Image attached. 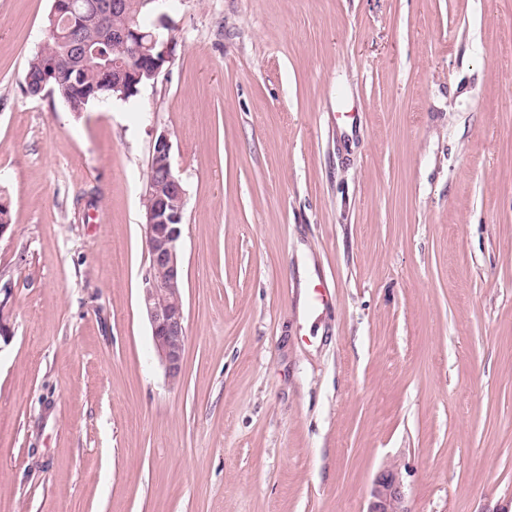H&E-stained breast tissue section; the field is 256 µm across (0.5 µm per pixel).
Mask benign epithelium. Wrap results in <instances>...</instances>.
<instances>
[{"mask_svg": "<svg viewBox=\"0 0 512 512\" xmlns=\"http://www.w3.org/2000/svg\"><path fill=\"white\" fill-rule=\"evenodd\" d=\"M75 12L74 0H53L51 17L54 27H65ZM112 37L124 42V60L112 64L108 79L112 89L124 88L129 77L141 73L155 80L170 61L171 40L158 41L152 32L145 33L128 24L112 31ZM171 144L165 134L157 137L144 197L145 242L150 265L143 278L141 308L151 327L155 352L168 382L177 386L184 373V351L187 341L181 292L182 270L178 243L182 235L185 189L175 174L170 159ZM367 512H409L405 506L400 471L388 467L374 479Z\"/></svg>", "mask_w": 512, "mask_h": 512, "instance_id": "7a95c632", "label": "benign epithelium"}]
</instances>
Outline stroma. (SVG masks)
Returning <instances> with one entry per match:
<instances>
[{
    "label": "stroma",
    "mask_w": 512,
    "mask_h": 512,
    "mask_svg": "<svg viewBox=\"0 0 512 512\" xmlns=\"http://www.w3.org/2000/svg\"><path fill=\"white\" fill-rule=\"evenodd\" d=\"M51 6L0 0V512H366L391 465L409 512L512 506V0H168L158 79L79 113L21 89ZM170 150L168 136L160 134L144 192V198L150 199L144 224L150 265L143 278L141 308L150 324L154 349L165 376L172 386H177L183 378L187 341L178 251L184 225L185 189L172 168Z\"/></svg>",
    "instance_id": "35a3bbf8"
}]
</instances>
